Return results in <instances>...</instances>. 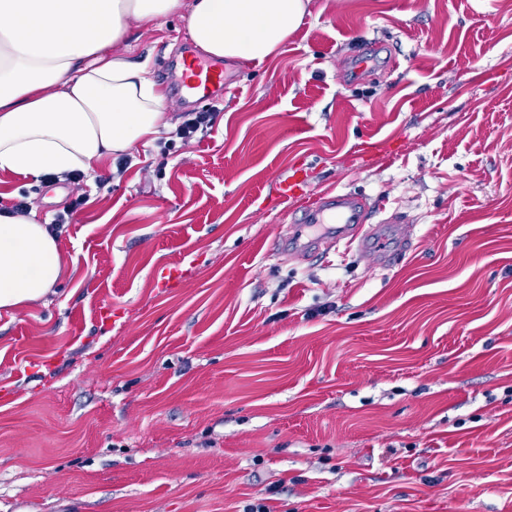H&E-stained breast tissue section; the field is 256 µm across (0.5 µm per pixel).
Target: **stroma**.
<instances>
[{
    "mask_svg": "<svg viewBox=\"0 0 512 512\" xmlns=\"http://www.w3.org/2000/svg\"><path fill=\"white\" fill-rule=\"evenodd\" d=\"M190 40L127 41L173 125ZM220 65L213 129L110 157L54 294L0 311V512H512V0H310ZM328 188L403 212L406 252H280ZM73 193L0 171L44 224ZM307 181V175L303 170H297L292 176L279 180L276 184L271 201L275 204H288L303 193V186Z\"/></svg>",
    "mask_w": 512,
    "mask_h": 512,
    "instance_id": "stroma-1",
    "label": "stroma"
}]
</instances>
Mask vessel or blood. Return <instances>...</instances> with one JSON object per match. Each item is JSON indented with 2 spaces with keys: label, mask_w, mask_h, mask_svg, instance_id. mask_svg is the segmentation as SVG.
<instances>
[{
  "label": "vessel or blood",
  "mask_w": 512,
  "mask_h": 512,
  "mask_svg": "<svg viewBox=\"0 0 512 512\" xmlns=\"http://www.w3.org/2000/svg\"><path fill=\"white\" fill-rule=\"evenodd\" d=\"M194 95L212 98L224 85L221 71L196 62L190 64L184 80ZM305 171L279 180L272 196L275 204H285L303 192ZM372 210L365 199L349 192L325 189L313 195L295 223L289 225L281 245L301 254L316 255L337 245L359 243L373 252L380 263L391 264L403 251L411 227L400 214H391L386 225L372 224Z\"/></svg>",
  "instance_id": "vessel-or-blood-1"
}]
</instances>
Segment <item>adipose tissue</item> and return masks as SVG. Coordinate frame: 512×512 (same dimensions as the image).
<instances>
[{
	"label": "adipose tissue",
	"mask_w": 512,
	"mask_h": 512,
	"mask_svg": "<svg viewBox=\"0 0 512 512\" xmlns=\"http://www.w3.org/2000/svg\"><path fill=\"white\" fill-rule=\"evenodd\" d=\"M309 0H0V170L35 179L81 171L158 139L168 98L127 60L129 21L187 13L195 45L218 59L264 60ZM57 232L36 210L0 212V311L45 299L62 277Z\"/></svg>",
	"instance_id": "ef3b65f1"
}]
</instances>
